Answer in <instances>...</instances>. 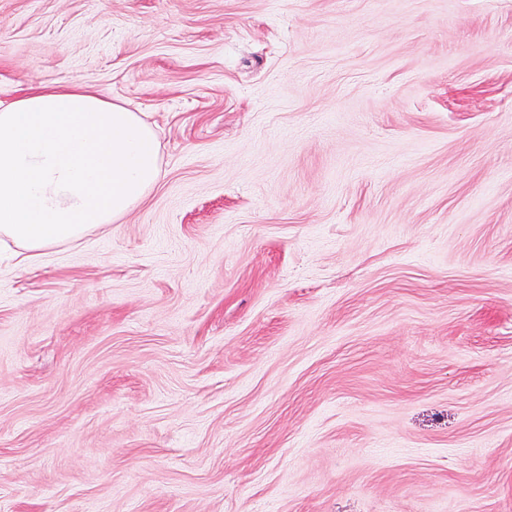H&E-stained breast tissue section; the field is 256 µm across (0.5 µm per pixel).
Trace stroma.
<instances>
[{
	"mask_svg": "<svg viewBox=\"0 0 512 512\" xmlns=\"http://www.w3.org/2000/svg\"><path fill=\"white\" fill-rule=\"evenodd\" d=\"M160 179L0 247V512H512V0H0Z\"/></svg>",
	"mask_w": 512,
	"mask_h": 512,
	"instance_id": "35a3bbf8",
	"label": "stroma"
}]
</instances>
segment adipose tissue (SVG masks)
I'll use <instances>...</instances> for the list:
<instances>
[{
    "mask_svg": "<svg viewBox=\"0 0 512 512\" xmlns=\"http://www.w3.org/2000/svg\"><path fill=\"white\" fill-rule=\"evenodd\" d=\"M161 174L152 127L83 86L0 101V238L19 266L133 209Z\"/></svg>",
    "mask_w": 512,
    "mask_h": 512,
    "instance_id": "ef3b65f1",
    "label": "adipose tissue"
}]
</instances>
